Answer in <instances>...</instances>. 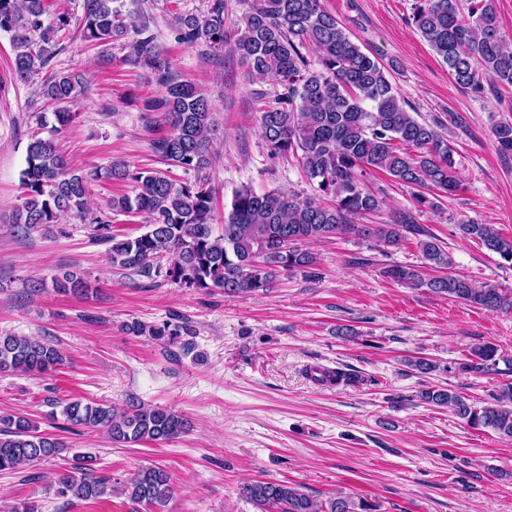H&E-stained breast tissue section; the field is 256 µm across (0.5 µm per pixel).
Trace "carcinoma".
Returning a JSON list of instances; mask_svg holds the SVG:
<instances>
[{"mask_svg":"<svg viewBox=\"0 0 512 512\" xmlns=\"http://www.w3.org/2000/svg\"><path fill=\"white\" fill-rule=\"evenodd\" d=\"M53 0H0V31L11 34L14 72L21 81L48 64L47 45L54 29L43 26ZM120 0H84L80 39L107 44L134 33L130 57L151 69L161 96L146 101L148 112H162L169 131L152 142L154 152L169 165L192 171L196 178L175 182L163 170L140 171L114 161L109 177L136 184V194L112 197L115 213H143L147 231L119 237L108 222L98 220L94 238L108 245L112 265L139 276H164L184 288L202 293L216 289L227 295L266 290L283 273L310 269L313 253L303 244L354 234L397 247L418 240L424 266L388 264L382 275L416 288L426 287L489 312L512 311V292L491 286L475 287L451 272L453 259L425 227L418 215L437 208L436 196L451 195L460 187L454 150L436 128L408 112L386 76L385 67L362 51L320 0H239L244 6L241 26L233 40L224 28V0H212L204 15H179L177 39L194 46L205 43L213 52L231 51L249 67L252 77L272 87L259 119L262 139L273 157H296L306 175L317 183L322 204L300 200L279 190L257 193L237 190L224 212L221 233L215 232L216 190L207 175L213 163V144L221 126L210 100L196 85L182 80L170 60L156 48L147 22L128 28ZM412 21L424 40L448 67L456 85L476 95L488 81L496 89L512 88V42L499 29L496 0H415ZM41 32V43L29 34ZM315 59H310L309 53ZM86 87L73 73H52L42 95L55 105V121L67 125L74 118L70 106ZM497 150L512 155V123L493 131ZM380 171L396 184L413 190L414 206L396 211L389 224H357L355 219L381 208L382 198L368 188L366 175ZM96 170L68 165L54 139L34 136L27 147L22 172L23 201L14 223L37 231L57 222L62 214H81L88 208L89 184ZM462 235L512 264V238L491 224L469 221L459 225ZM58 292L77 293L84 281L74 273L53 280ZM136 336L149 332L173 340L191 332L186 324L165 322L145 327L124 325ZM497 349L482 344L471 349L462 370L483 374L496 365ZM55 345L28 336H0V370L44 373L63 364ZM417 398L447 407L474 428L489 429L512 440V385L482 406L461 394L427 387ZM61 415L71 427L99 428L121 443L169 441L191 430V422L165 407L121 409L103 403L65 404ZM63 444L52 434H40L24 415L0 417V471L35 467L55 456ZM84 456L54 476L63 498L87 500L112 491V479L92 468ZM121 491L138 504L163 507L173 495L168 474L158 466L138 470ZM260 512H372L350 496L338 495L320 503L295 486L258 481L242 488Z\"/></svg>","mask_w":512,"mask_h":512,"instance_id":"cac0c4a2","label":"carcinoma"}]
</instances>
